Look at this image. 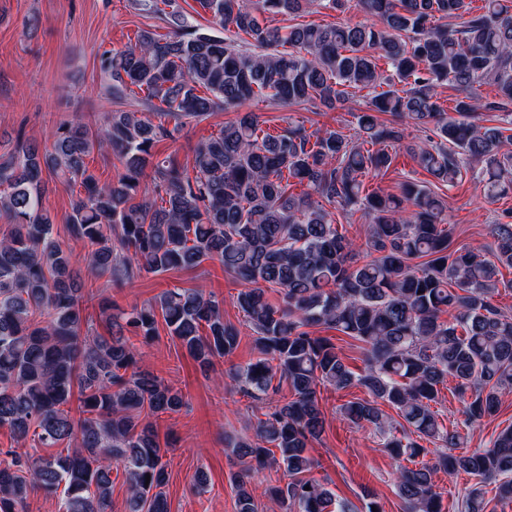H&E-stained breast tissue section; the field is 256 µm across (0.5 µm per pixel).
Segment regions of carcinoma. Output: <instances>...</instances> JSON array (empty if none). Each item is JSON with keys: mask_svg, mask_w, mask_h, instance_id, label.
Segmentation results:
<instances>
[{"mask_svg": "<svg viewBox=\"0 0 512 512\" xmlns=\"http://www.w3.org/2000/svg\"><path fill=\"white\" fill-rule=\"evenodd\" d=\"M471 2L199 0L213 24L250 45L241 49L186 25L175 0H141L170 31L143 30L127 49L103 51L100 69L113 97L134 86L151 111L113 112L95 133L69 122L49 149L29 143L0 153V215L11 226L0 239V428L34 448L66 445L48 456L6 451L0 512H24L37 492L57 498L58 512H112L115 468L126 475L124 512H169L168 464L141 412L176 413L184 399L140 366L132 339H152L162 321L205 370L239 343L217 300L182 288L129 310L105 298L109 335L81 336V274L43 208L46 171L80 187L68 224L87 248L89 273L119 284L142 270L217 260L249 284L236 302L255 333L256 358L235 366L233 377L257 399L284 381L291 398L258 420L256 439L232 448L256 463L234 476L236 512H259L249 487L266 470L288 478L267 488L288 512H349L307 477L315 465L308 444L325 427L318 393L328 386L357 385L371 396L343 404L340 413L384 436L406 512H444L432 481L438 469L477 478L461 512H487L489 484L498 499H512V428L488 448L454 455L459 428L445 426L432 409L450 378L466 424L496 414L501 394L512 389V315L493 302L500 267L512 268V210L492 225L493 242L481 256L454 246L448 204L430 187L407 181L394 194L366 193L363 185V177L391 167L387 147L411 125L439 139L410 147L435 183L453 186L476 163L473 176L487 198L512 192V0H482L477 9ZM316 3L340 11L356 4L374 22L282 30L264 21ZM395 78L403 89L394 88ZM485 83L496 86L498 99L478 93ZM447 84L461 92L451 112L438 92ZM383 85L388 90L358 113L354 140L336 130L311 132L297 120L264 133L256 114L245 112L197 144L191 174L152 153L172 136L169 123L177 128L219 106L266 97L334 109L351 88ZM383 112L399 123L381 122ZM486 112L502 113L507 126L481 124ZM95 151L118 157L117 181L101 184L90 171L85 159ZM289 179L306 191L288 193ZM336 206L362 211L369 221L364 246L338 230ZM267 287L283 290L282 305L268 301ZM316 326L362 342L363 368L350 370L330 339L314 335ZM76 391L77 419L69 407ZM382 403L397 411L400 428ZM421 455L433 463L404 465Z\"/></svg>", "mask_w": 512, "mask_h": 512, "instance_id": "carcinoma-1", "label": "carcinoma"}]
</instances>
